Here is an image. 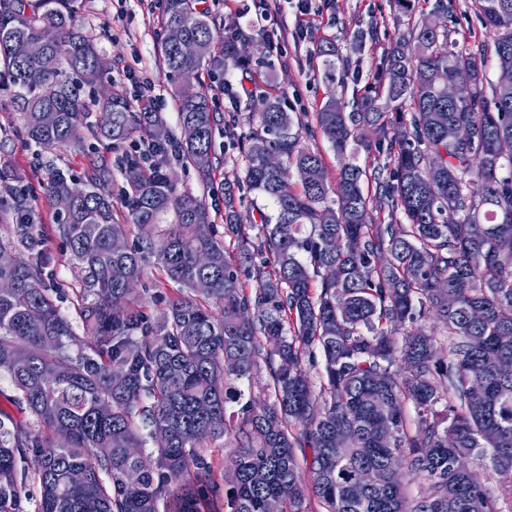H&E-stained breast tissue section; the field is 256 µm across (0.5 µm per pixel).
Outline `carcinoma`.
Instances as JSON below:
<instances>
[{
    "label": "carcinoma",
    "instance_id": "cac0c4a2",
    "mask_svg": "<svg viewBox=\"0 0 512 512\" xmlns=\"http://www.w3.org/2000/svg\"><path fill=\"white\" fill-rule=\"evenodd\" d=\"M475 3L497 69L511 70L512 0ZM81 7L0 0V106L19 115L29 144L93 154L83 176L52 167L44 184L84 273L71 292L77 325L61 307L69 292L36 252L26 196L0 168L16 221L0 237V279L13 284L0 291V374L28 416L0 411V512H16L29 479L35 512H206L220 480L226 512H264L269 498L302 512L313 496L326 512H498L479 473L451 469L458 454L488 452L512 498V84L486 79L484 49L413 24L373 90L350 103L329 95L313 128L286 111L268 76L253 75L244 132L236 117L220 122L206 75L248 66L246 48L262 42L238 27L218 34L196 0H167L160 61L177 80L175 140L161 113L134 104L99 66L94 39L76 25ZM175 29L196 43L193 54L179 51ZM314 56L330 82L347 65L329 41ZM460 62L473 86L450 102ZM220 126L244 158L224 181L222 237L206 201L168 172L175 159L208 178ZM367 126L388 137L376 144L388 164L371 170L356 162ZM458 127L472 130L465 145ZM315 131L340 159L334 184L303 142ZM136 134L145 153L110 162ZM114 166L126 183L122 221L106 193ZM236 187L274 214L244 223ZM372 198L405 222L375 223ZM148 255L178 286L155 317L137 309L134 288ZM200 279L210 288L199 290ZM428 317L448 350L416 328ZM318 354L317 386L306 364ZM262 360L266 399L248 400L232 424L226 404L244 391L227 380L252 381ZM226 435L235 450L217 473L203 447ZM396 455L427 482L423 496L407 497L388 470Z\"/></svg>",
    "mask_w": 512,
    "mask_h": 512
}]
</instances>
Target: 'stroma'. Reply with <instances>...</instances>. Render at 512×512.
Listing matches in <instances>:
<instances>
[{
  "instance_id": "stroma-1",
  "label": "stroma",
  "mask_w": 512,
  "mask_h": 512,
  "mask_svg": "<svg viewBox=\"0 0 512 512\" xmlns=\"http://www.w3.org/2000/svg\"><path fill=\"white\" fill-rule=\"evenodd\" d=\"M79 25L95 38L103 60L116 81L132 86L140 77L150 78L153 111L162 113L170 130H177L171 82L162 69L159 46L163 38L162 12L152 0H83ZM452 12H444L439 0H412L410 11L398 13L393 0H313L309 14H300L294 0H279L271 21L288 37L284 53H263L257 71L273 76L291 112H317L329 92L345 100L365 93L385 55L408 23L430 22L447 27L449 36L462 46L484 45L493 50V37L481 22L474 0H453ZM206 9L219 25L234 24L247 31L259 30L262 21L253 0H208ZM333 40L348 59L346 75L327 82L313 55L319 39ZM219 159L209 181H202L191 165L173 163L180 190L205 196L212 221L224 224V177L241 164L236 147L223 135L215 137ZM54 159L62 168L83 174L90 158L84 152L62 148L53 156L38 155L27 145L26 134L15 113L0 112V167H9L13 184L25 188L33 222L39 229V248L55 279L67 288L81 285L83 274L58 237L56 211L48 202L43 180L45 163Z\"/></svg>"
}]
</instances>
